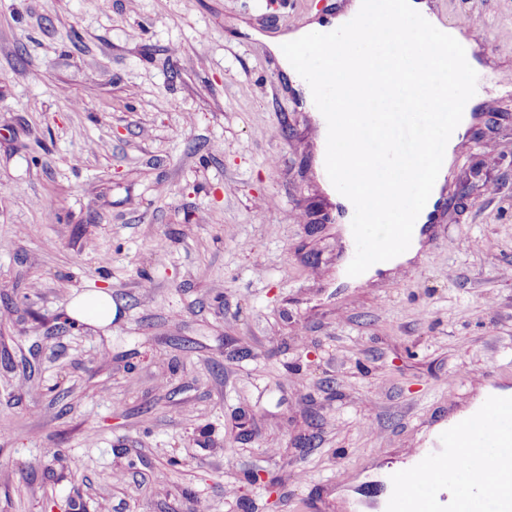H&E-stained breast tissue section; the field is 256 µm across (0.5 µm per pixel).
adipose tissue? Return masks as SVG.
Listing matches in <instances>:
<instances>
[{
    "instance_id": "obj_1",
    "label": "adipose tissue",
    "mask_w": 512,
    "mask_h": 512,
    "mask_svg": "<svg viewBox=\"0 0 512 512\" xmlns=\"http://www.w3.org/2000/svg\"><path fill=\"white\" fill-rule=\"evenodd\" d=\"M409 20L418 22L416 34L407 32ZM351 30L365 35L353 47L346 37ZM317 41L323 44L320 68L334 72L346 86H369L364 111H351L348 102L340 99L336 109L343 115L341 122H333L327 113L315 115L321 136L336 141V178L322 180L323 190L346 210L369 209L372 219L363 229L383 238L394 236L397 229L424 223L441 196L453 159L451 146L458 141L457 131L448 127V115L471 110L466 93L447 85L446 79L452 73L477 69L478 44L460 30L446 27L427 0H385L384 9L376 13L368 10L366 0H348L336 15L265 39L293 89L307 100L319 89L290 49ZM445 45L461 47L460 56L447 58L441 52ZM395 113L426 120L432 143L442 144L443 150L437 155L422 151L394 156L397 187L390 196L380 197L371 191L368 166L350 130L360 121H381Z\"/></svg>"
}]
</instances>
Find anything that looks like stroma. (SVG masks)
<instances>
[{
	"label": "stroma",
	"instance_id": "stroma-1",
	"mask_svg": "<svg viewBox=\"0 0 512 512\" xmlns=\"http://www.w3.org/2000/svg\"><path fill=\"white\" fill-rule=\"evenodd\" d=\"M345 2L0 0V512L373 507L512 388V0H430L482 22L469 195L363 285L261 40ZM96 289L111 325L69 321Z\"/></svg>",
	"mask_w": 512,
	"mask_h": 512
}]
</instances>
